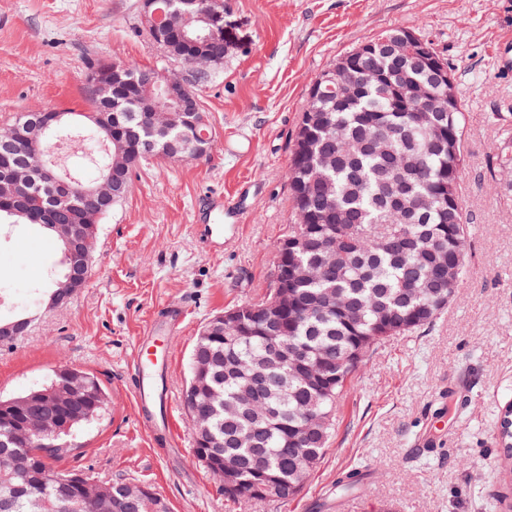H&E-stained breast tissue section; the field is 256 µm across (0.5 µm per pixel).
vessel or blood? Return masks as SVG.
<instances>
[{"label":"vessel or blood","mask_w":512,"mask_h":512,"mask_svg":"<svg viewBox=\"0 0 512 512\" xmlns=\"http://www.w3.org/2000/svg\"><path fill=\"white\" fill-rule=\"evenodd\" d=\"M238 222L242 219V211L237 204H225L223 194L209 196L203 206L195 214V222L208 223L209 229L205 235L206 243L212 244L223 239L221 227L215 226L214 220L218 217ZM153 339L149 336L140 337L137 341V354L130 369V376L135 383L133 396L139 411L138 421L151 432L164 433L169 445H176L173 428L169 421L158 420L152 416L151 411L159 404L167 403L168 394L165 390L163 367L171 363V356H164L163 360L153 358Z\"/></svg>","instance_id":"1"}]
</instances>
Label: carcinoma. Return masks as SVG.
<instances>
[{
  "label": "carcinoma",
  "mask_w": 512,
  "mask_h": 512,
  "mask_svg": "<svg viewBox=\"0 0 512 512\" xmlns=\"http://www.w3.org/2000/svg\"><path fill=\"white\" fill-rule=\"evenodd\" d=\"M175 29L168 30V59L183 66L207 69L224 65V43L216 36L197 52L177 38V28L195 36L203 10L222 11L224 0H162ZM394 29L373 39V51L357 60L362 72L393 71L402 60L383 53V40ZM157 95L145 89L139 98H119L104 106L117 119L114 130L130 141L149 142V154L168 155L177 130L142 111V102ZM417 104L406 100L392 84L379 81L369 86L355 103L336 107V96L308 91L300 122L309 126L306 151L291 149L288 186L291 201L304 192L307 213L296 214L290 236L306 239L310 246L296 253L310 275L296 285L305 305L298 314L283 315L275 338L259 331L258 320L247 317L239 325L224 324L215 339L199 342L223 356L215 379L198 393L185 395L186 405L209 411L213 437L224 447V461L242 468L243 481L224 485L232 499L269 502L260 496L263 478H277L287 500L297 493L315 468L332 431L333 422L303 436L304 413L333 414L347 383L355 375L352 354L364 345L389 336L406 335L433 323L460 288L467 272L465 244L468 224L459 199V180L466 156V112L456 100L449 115L448 151L433 145L428 127L414 120ZM58 142L51 133L33 144L27 158L49 153ZM69 151L84 154L99 144L93 129L81 128L64 139ZM496 170L512 172V136L504 134L495 154ZM50 191L32 189L26 200L33 214L47 205ZM86 200L71 208L56 205L66 224L82 223ZM458 269V280H448V270ZM301 344L328 363L326 376L335 378L322 396L293 374L288 365L267 369L269 382L260 393L245 387L253 361L275 345ZM83 382L84 390L58 413L65 420L77 411L72 424L56 427L45 420L36 445L18 438L4 421L12 418L0 399V507L3 512H120L133 483L109 484L107 504L99 496L65 493L58 478L65 473L54 462L72 452L64 437L101 415L107 393L93 374L68 365ZM34 452L27 470L14 466L15 458Z\"/></svg>",
  "instance_id": "carcinoma-1"
}]
</instances>
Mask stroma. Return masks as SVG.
I'll return each mask as SVG.
<instances>
[{"label":"stroma","instance_id":"obj_1","mask_svg":"<svg viewBox=\"0 0 512 512\" xmlns=\"http://www.w3.org/2000/svg\"><path fill=\"white\" fill-rule=\"evenodd\" d=\"M229 50L199 83L213 139L208 157L152 158L99 222L85 288L48 305L61 252L44 228L0 229V321L31 317L28 333L0 345V397L46 384L61 362L95 374L105 415L72 436L80 453L56 463L98 481L145 482L171 512H512V476L496 438L512 404V200L494 174V149L512 128V0H224ZM395 28L416 32L448 61L466 109L467 156L459 196L471 228L468 273L428 327L380 341L339 400L321 459L285 501L238 502L192 459L184 393L203 326L269 293L275 245L295 223L286 173L312 81L338 58ZM135 61L181 72L147 35L140 0H0V129L16 115L86 112V75L98 61ZM500 114L493 124L491 114ZM214 193L238 201L241 224L208 247L193 210ZM183 310L158 330L173 355L167 372L170 454L136 418L128 375L135 343L160 308ZM466 399L451 405L448 391ZM372 480L340 495L346 472Z\"/></svg>","mask_w":512,"mask_h":512}]
</instances>
